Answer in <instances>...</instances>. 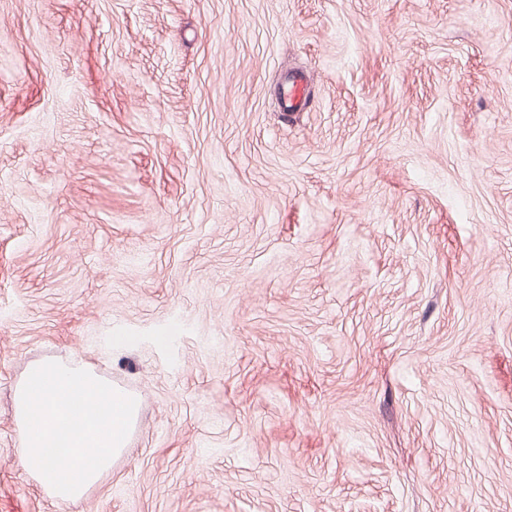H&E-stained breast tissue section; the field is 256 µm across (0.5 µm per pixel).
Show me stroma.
Masks as SVG:
<instances>
[{"label":"stroma","mask_w":512,"mask_h":512,"mask_svg":"<svg viewBox=\"0 0 512 512\" xmlns=\"http://www.w3.org/2000/svg\"><path fill=\"white\" fill-rule=\"evenodd\" d=\"M45 358L141 398L76 503ZM0 512H512V0H0Z\"/></svg>","instance_id":"obj_1"}]
</instances>
